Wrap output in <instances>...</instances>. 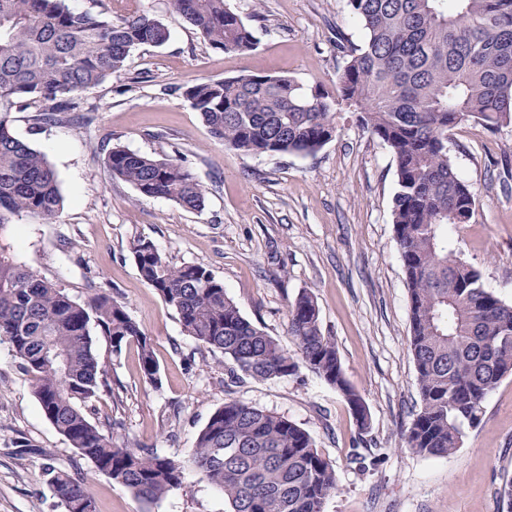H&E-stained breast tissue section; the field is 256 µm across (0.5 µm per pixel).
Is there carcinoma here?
Instances as JSON below:
<instances>
[{
  "label": "carcinoma",
  "mask_w": 512,
  "mask_h": 512,
  "mask_svg": "<svg viewBox=\"0 0 512 512\" xmlns=\"http://www.w3.org/2000/svg\"><path fill=\"white\" fill-rule=\"evenodd\" d=\"M174 11L221 52L255 47L253 29L227 0H171ZM362 45L336 39L345 65L331 93L286 76L241 75L185 88L212 137L245 154L309 156L333 140L342 108L396 161L391 218L410 299L408 350L419 409L403 434L412 453L446 458L477 427L485 402L512 376V304L484 287L448 229L470 222L474 191L448 154L450 132L469 121L512 125V0H347ZM168 27L148 15L112 20L74 13L65 0H0V229L23 216L51 221L63 198L46 157L10 130L15 109L36 106V128L78 111L79 95L125 71L133 49L161 46ZM112 177L143 197L200 210L205 190L178 159L112 147ZM141 280L175 310L183 331L224 354L227 384L296 375L305 368L344 396L359 430L369 408L347 382L336 340L324 333L311 292L288 305L290 350L247 320L224 284L197 264L173 266L147 237L129 244ZM118 354L136 344L140 369L160 381L153 340L106 292L82 302L57 282L0 253V341L31 377L41 412L113 483L153 504L187 466L224 494L226 512H323L336 490L333 464L295 422L234 398L200 430L188 462L115 442L92 416L112 392L96 335ZM64 512H95L79 472L46 469Z\"/></svg>",
  "instance_id": "obj_1"
}]
</instances>
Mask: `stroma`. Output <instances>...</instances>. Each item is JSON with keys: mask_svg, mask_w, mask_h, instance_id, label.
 Instances as JSON below:
<instances>
[{"mask_svg": "<svg viewBox=\"0 0 512 512\" xmlns=\"http://www.w3.org/2000/svg\"><path fill=\"white\" fill-rule=\"evenodd\" d=\"M76 12L112 18L145 13L166 24L168 42L132 51L123 74L82 93L91 122L65 121L40 131L31 110L12 114L11 129L45 154L63 206L55 220L25 217L0 230V252L56 280L76 300L110 292L154 343L159 384L141 373L138 348L113 355L96 348L111 393L96 418L113 421L116 440L188 460L199 431L226 396L283 415L306 429L336 471L324 512H501L497 491L512 479V377L488 396L477 428L445 458L404 448L418 408L408 351L410 304L390 208L396 164L383 143L341 111L335 138L316 155H245L208 132L183 88L238 75L288 76L334 87L344 66L334 41L362 44L364 31L346 0H229L258 43L247 52L213 50L172 9L170 0H66ZM180 159L205 189L190 211L139 196L105 166L114 145ZM455 169L476 202L469 224L451 231L462 258L486 288L512 303V127L489 133L470 121L448 142ZM150 238L174 266L207 268L242 314L286 347L287 306L305 290L336 340L345 376L365 399L370 428L359 432L343 396L315 373L224 386V356L182 330L177 313L141 280L131 239ZM383 456L377 467L353 453ZM79 469L97 512H224V497L194 469L162 500L147 504L112 483L43 417L32 381L10 345L0 342V512H63L44 466Z\"/></svg>", "mask_w": 512, "mask_h": 512, "instance_id": "stroma-1", "label": "stroma"}]
</instances>
